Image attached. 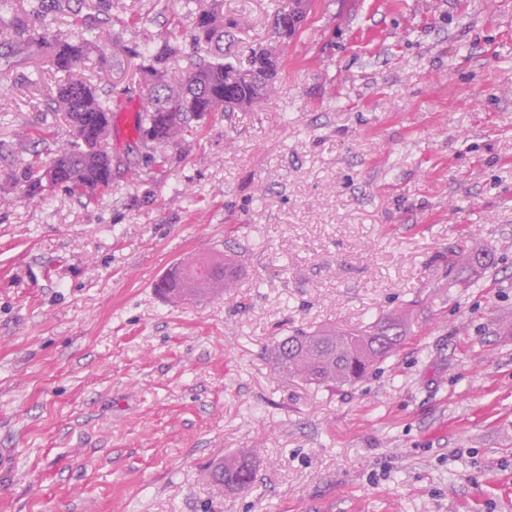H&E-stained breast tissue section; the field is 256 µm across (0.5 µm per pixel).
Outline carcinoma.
<instances>
[{
  "mask_svg": "<svg viewBox=\"0 0 512 512\" xmlns=\"http://www.w3.org/2000/svg\"><path fill=\"white\" fill-rule=\"evenodd\" d=\"M313 0H282L271 25L273 44L259 46L249 55L248 69L241 72L224 61L223 0H208L193 12L188 38L193 53L182 52L183 37L172 24L152 51L126 49L124 53L143 60L138 87L143 101L134 124V139L145 151L146 163H165L164 151L179 146L182 135L194 121L213 112L246 107L274 94L282 69L277 47L292 40L299 29L288 30L294 13L308 17ZM40 10L13 15L9 29L0 32V66L12 67L15 59L44 56L58 79L55 111L63 112L74 140L46 156L32 154L24 162V195L34 199L49 188H63L80 197H92L112 184V152L107 139L112 134V85L102 74L110 71V54L100 51L97 60L83 37L88 18L76 20V30L62 39L40 21ZM97 63L98 82L79 81L70 72L86 63ZM230 282V262L224 254L207 255L178 268L177 278L165 288L171 296L197 299ZM407 340V327L400 318L379 321L363 330L349 332L329 328L298 331L278 341L271 354L275 368L309 385L343 386L364 378L396 354ZM206 481L235 493L252 489L256 461L243 449L210 464Z\"/></svg>",
  "mask_w": 512,
  "mask_h": 512,
  "instance_id": "1",
  "label": "carcinoma"
}]
</instances>
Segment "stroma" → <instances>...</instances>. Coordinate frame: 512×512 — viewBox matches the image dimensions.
Returning <instances> with one entry per match:
<instances>
[{
	"label": "stroma",
	"mask_w": 512,
	"mask_h": 512,
	"mask_svg": "<svg viewBox=\"0 0 512 512\" xmlns=\"http://www.w3.org/2000/svg\"><path fill=\"white\" fill-rule=\"evenodd\" d=\"M111 2L92 45L159 43L154 0ZM278 3L224 0L234 66ZM282 60L274 100L137 178L116 113L95 198L26 200L0 156V512H512V0H315ZM52 97L44 58L6 73L0 142L67 143ZM218 252L230 288L157 293ZM391 316L406 343L360 383L274 367L294 330ZM242 449L251 491L204 481Z\"/></svg>",
	"instance_id": "obj_1"
}]
</instances>
